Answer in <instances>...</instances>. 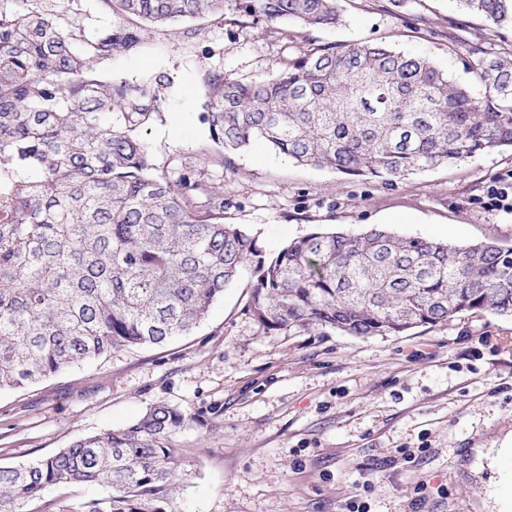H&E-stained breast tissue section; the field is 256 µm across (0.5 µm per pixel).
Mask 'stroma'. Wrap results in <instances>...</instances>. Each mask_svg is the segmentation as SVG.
Returning <instances> with one entry per match:
<instances>
[{
  "label": "stroma",
  "mask_w": 512,
  "mask_h": 512,
  "mask_svg": "<svg viewBox=\"0 0 512 512\" xmlns=\"http://www.w3.org/2000/svg\"><path fill=\"white\" fill-rule=\"evenodd\" d=\"M333 29L263 21L191 22L194 37L145 25L138 54L113 60L114 83L157 87L144 133L156 173H187L224 193V221L265 253L312 231L359 235L384 226L465 246L512 247V218L482 208L489 180L512 170L494 148L389 187L287 161L253 145L235 170L208 163L201 114L205 70L261 81L281 59L357 42L423 52L462 85L479 43L512 53V30L456 0H336ZM249 272L226 288L190 334L135 346L22 389L0 391V466L32 464L88 436L135 422L159 403L188 415L175 440L192 477L181 512H512V316L461 313L448 324L361 338L311 329L259 330L245 314Z\"/></svg>",
  "instance_id": "obj_1"
}]
</instances>
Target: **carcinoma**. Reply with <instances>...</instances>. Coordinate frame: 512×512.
Returning <instances> with one entry per match:
<instances>
[{
    "label": "carcinoma",
    "instance_id": "carcinoma-1",
    "mask_svg": "<svg viewBox=\"0 0 512 512\" xmlns=\"http://www.w3.org/2000/svg\"><path fill=\"white\" fill-rule=\"evenodd\" d=\"M155 26L230 12L274 26L334 28L336 0H98ZM512 25V0H457ZM143 44L117 22L89 35L82 0H0V390L38 382L130 346L190 333L242 269L258 328L400 335L461 312L512 315V248L397 235L314 231L273 255L224 223L210 183L159 177L143 133L155 86L114 85L99 67ZM467 53L483 92L425 54L384 44L327 43L264 81L205 72L218 165L265 143L298 165L393 186L492 148L512 147V58ZM187 417L167 404L133 424L39 462L0 467V512L52 487L95 484L98 497L45 512H178L192 475L174 435Z\"/></svg>",
    "mask_w": 512,
    "mask_h": 512
}]
</instances>
